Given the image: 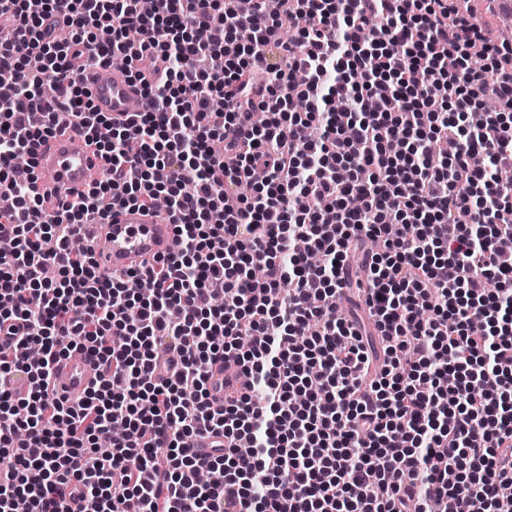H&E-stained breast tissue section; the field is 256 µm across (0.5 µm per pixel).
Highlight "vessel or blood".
Masks as SVG:
<instances>
[{"mask_svg": "<svg viewBox=\"0 0 512 512\" xmlns=\"http://www.w3.org/2000/svg\"><path fill=\"white\" fill-rule=\"evenodd\" d=\"M81 81L96 111L126 118L142 105L139 84L129 80L122 65L93 64L81 67ZM60 124L38 150L37 163L42 177L37 185L44 199L45 212L63 202L81 198L102 176L94 144L87 139L74 116L61 113ZM80 235L90 247L100 271L123 274L130 269L173 253L176 239L169 215L161 209L123 206L93 213ZM59 397L75 401L82 397L99 376L97 365L80 351L59 358L55 363ZM236 368L216 364L210 371V400L222 405L225 390H243Z\"/></svg>", "mask_w": 512, "mask_h": 512, "instance_id": "1", "label": "vessel or blood"}]
</instances>
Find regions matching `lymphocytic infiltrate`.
I'll return each instance as SVG.
<instances>
[{"label":"lymphocytic infiltrate","mask_w":512,"mask_h":512,"mask_svg":"<svg viewBox=\"0 0 512 512\" xmlns=\"http://www.w3.org/2000/svg\"><path fill=\"white\" fill-rule=\"evenodd\" d=\"M59 2L0 0V512H512V39L458 0H67L64 41ZM86 52L140 111H94ZM60 112L104 176L47 215ZM160 199L157 266L74 249ZM219 360L263 395L214 407ZM55 368L58 378L56 392L69 402L82 397L99 376L97 365L77 350L59 358Z\"/></svg>","instance_id":"f902f5d3"}]
</instances>
